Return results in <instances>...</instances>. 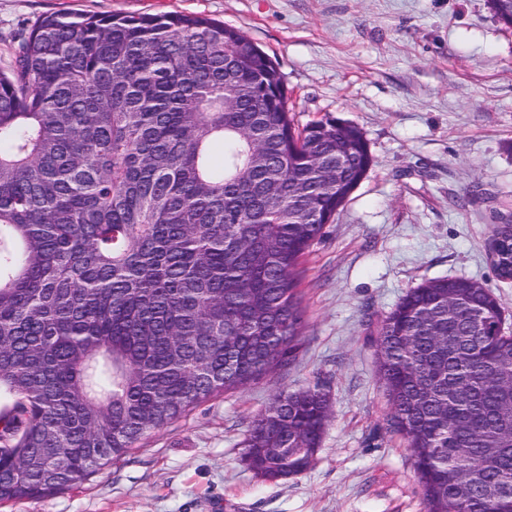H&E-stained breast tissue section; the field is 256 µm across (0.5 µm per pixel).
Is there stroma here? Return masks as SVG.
I'll return each mask as SVG.
<instances>
[{
	"mask_svg": "<svg viewBox=\"0 0 512 512\" xmlns=\"http://www.w3.org/2000/svg\"><path fill=\"white\" fill-rule=\"evenodd\" d=\"M181 13L236 27L276 60L304 125L364 133L373 164L327 224L301 281L304 343L287 369L147 432L80 485L0 512H423L388 425L371 327L411 288L482 283L512 324L488 242L512 224V29L487 0H0V67L39 18ZM318 385L333 418L316 461L276 482L240 461L279 390Z\"/></svg>",
	"mask_w": 512,
	"mask_h": 512,
	"instance_id": "1",
	"label": "stroma"
}]
</instances>
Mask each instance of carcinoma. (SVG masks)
Instances as JSON below:
<instances>
[{
    "label": "carcinoma",
    "instance_id": "1",
    "mask_svg": "<svg viewBox=\"0 0 512 512\" xmlns=\"http://www.w3.org/2000/svg\"><path fill=\"white\" fill-rule=\"evenodd\" d=\"M512 28V0H487ZM276 62L184 14L34 23L0 69V504L72 488L147 432L288 367L310 247L372 165L336 118L295 126ZM512 278V240L494 239ZM424 512H512V332L481 283L408 291L375 325ZM333 412L281 390L242 441L311 467Z\"/></svg>",
    "mask_w": 512,
    "mask_h": 512
}]
</instances>
